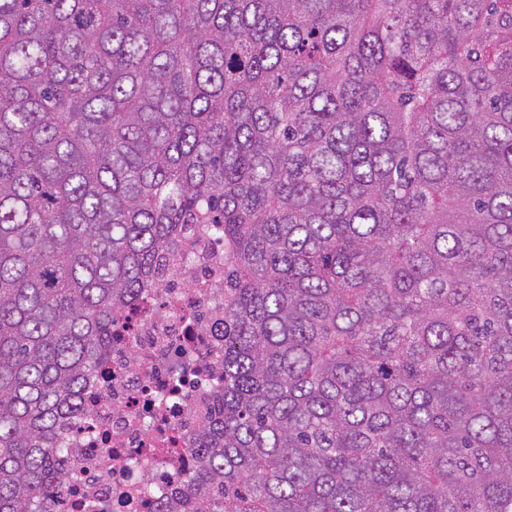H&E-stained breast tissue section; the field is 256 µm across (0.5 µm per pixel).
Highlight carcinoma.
Returning <instances> with one entry per match:
<instances>
[{"instance_id":"cac0c4a2","label":"carcinoma","mask_w":512,"mask_h":512,"mask_svg":"<svg viewBox=\"0 0 512 512\" xmlns=\"http://www.w3.org/2000/svg\"><path fill=\"white\" fill-rule=\"evenodd\" d=\"M185 224L224 391L173 512H512V0H0V512Z\"/></svg>"}]
</instances>
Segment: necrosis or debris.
<instances>
[{"label": "necrosis or debris", "instance_id": "necrosis-or-debris-1", "mask_svg": "<svg viewBox=\"0 0 512 512\" xmlns=\"http://www.w3.org/2000/svg\"><path fill=\"white\" fill-rule=\"evenodd\" d=\"M117 315L87 380L95 427L59 423L74 466L56 512H166L195 467L197 427L224 388V238L190 224L182 253Z\"/></svg>", "mask_w": 512, "mask_h": 512}]
</instances>
